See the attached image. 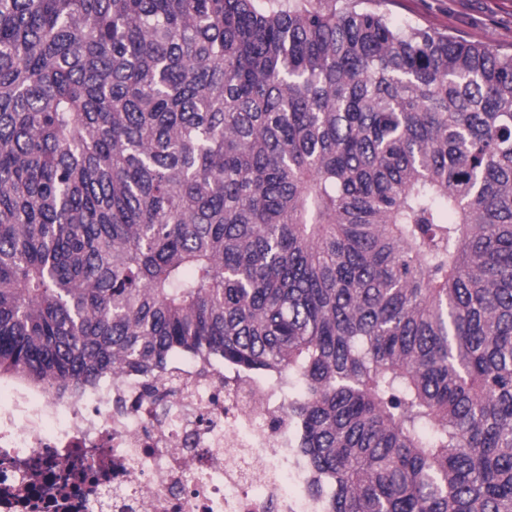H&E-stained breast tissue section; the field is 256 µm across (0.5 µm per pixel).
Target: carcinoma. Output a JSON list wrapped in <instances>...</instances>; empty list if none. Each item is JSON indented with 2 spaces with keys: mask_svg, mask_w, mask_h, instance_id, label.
<instances>
[{
  "mask_svg": "<svg viewBox=\"0 0 512 512\" xmlns=\"http://www.w3.org/2000/svg\"><path fill=\"white\" fill-rule=\"evenodd\" d=\"M374 0H0V379L288 380L320 512H512V55Z\"/></svg>",
  "mask_w": 512,
  "mask_h": 512,
  "instance_id": "carcinoma-1",
  "label": "carcinoma"
}]
</instances>
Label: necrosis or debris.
Listing matches in <instances>:
<instances>
[{
    "instance_id": "1",
    "label": "necrosis or debris",
    "mask_w": 512,
    "mask_h": 512,
    "mask_svg": "<svg viewBox=\"0 0 512 512\" xmlns=\"http://www.w3.org/2000/svg\"><path fill=\"white\" fill-rule=\"evenodd\" d=\"M176 392L132 377L0 404V512H316L288 439V392L180 359Z\"/></svg>"
}]
</instances>
